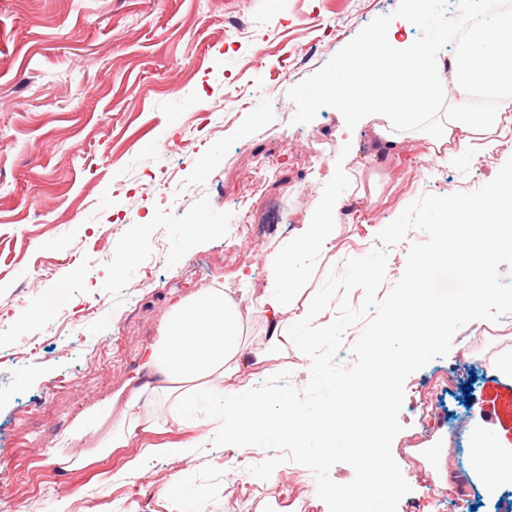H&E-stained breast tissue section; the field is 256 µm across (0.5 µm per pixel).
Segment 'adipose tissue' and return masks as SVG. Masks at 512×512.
<instances>
[{
  "mask_svg": "<svg viewBox=\"0 0 512 512\" xmlns=\"http://www.w3.org/2000/svg\"><path fill=\"white\" fill-rule=\"evenodd\" d=\"M362 52L370 64L366 81L341 85L336 94L356 101L363 112L390 111L389 127L376 133L377 147L395 149L403 132L426 120L434 124L432 151L436 154L451 144L468 151L473 141L499 129L500 107L485 106L466 96L451 99L448 112L437 113L439 94L426 65L424 44L376 35L365 42ZM342 206V200L328 198L321 220L300 225L282 249L267 255L268 286L262 292L241 302L227 290L211 288L172 302L155 340L142 352L147 380H130L112 396L113 401L122 402L123 411L98 453L126 447L140 432L157 427L159 412L167 404L173 423L201 431L220 422L225 442L257 453L271 435L296 446L320 432L329 440L345 442L362 472L365 494L358 497L347 489H336L331 494L336 512H350L355 502L363 512H370L374 498H391L401 492L405 472L389 447L387 419L396 394V376L428 348L443 343L449 326L496 300L484 248L512 250V174L481 200L442 205L441 251L467 273V289L450 303L430 297L426 273L431 260H416L406 288L392 301L391 314L365 346L367 375L351 382L342 398L318 407L308 417L284 394L242 401L238 390L228 388L227 383L242 379L248 363L269 358L295 326H304L313 337L323 335L320 307L288 316V286L298 280L297 268L305 260L334 248ZM249 308L260 309L266 319L264 340L257 346L246 344L242 336L244 313ZM474 451L487 478L486 490L495 493L500 480L512 477V456L481 436Z\"/></svg>",
  "mask_w": 512,
  "mask_h": 512,
  "instance_id": "obj_1",
  "label": "adipose tissue"
}]
</instances>
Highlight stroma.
Here are the masks:
<instances>
[{"label":"stroma","mask_w":512,"mask_h":512,"mask_svg":"<svg viewBox=\"0 0 512 512\" xmlns=\"http://www.w3.org/2000/svg\"><path fill=\"white\" fill-rule=\"evenodd\" d=\"M400 0H0V512H165L177 491L185 512H331L326 491L362 489L350 451L315 462L272 438L256 455L216 436L180 463L144 455L148 444L198 432L170 424L81 466H61L58 445L78 414L111 404L132 377L172 298L212 286L262 289L265 257L292 227L317 221L327 195L351 206L336 246L292 286L288 312L309 307L330 271L380 247V232L424 194L472 192L512 158V132L493 150L442 161L430 134L405 135L372 157L382 115L347 128L321 108L294 123L291 87L319 71L372 20L414 42L420 29L395 17ZM245 30H238L239 22ZM273 161L272 169L259 165ZM338 170L336 182L324 180ZM267 184V221L236 236L249 182ZM370 184L365 197L354 183ZM207 224L190 232L191 223ZM500 302L448 329L442 345L402 370L391 445L407 465L387 512H512V479L484 491L474 432L512 448V251L490 250ZM214 269L201 281L190 265ZM65 301L69 317L50 313ZM112 372L90 381L99 357ZM284 374L304 389L310 360L285 341L252 387ZM69 376L62 396L50 380ZM447 445L461 491L441 488L435 456ZM136 475H129V466ZM189 475L179 487L171 477Z\"/></svg>","instance_id":"1"}]
</instances>
